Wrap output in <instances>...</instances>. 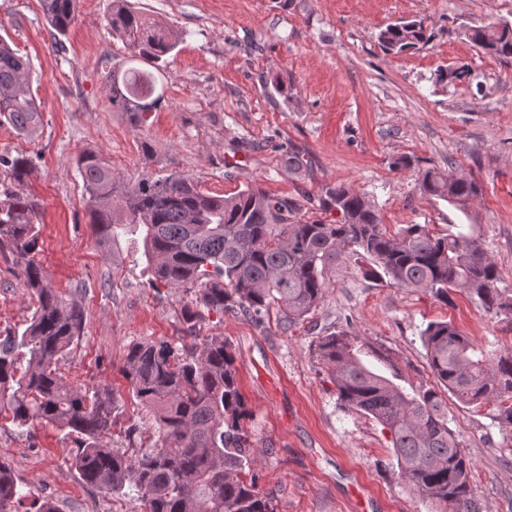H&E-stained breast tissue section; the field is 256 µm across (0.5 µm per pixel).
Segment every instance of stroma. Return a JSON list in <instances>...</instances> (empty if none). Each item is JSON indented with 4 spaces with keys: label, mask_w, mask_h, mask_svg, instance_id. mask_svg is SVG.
Listing matches in <instances>:
<instances>
[{
    "label": "stroma",
    "mask_w": 512,
    "mask_h": 512,
    "mask_svg": "<svg viewBox=\"0 0 512 512\" xmlns=\"http://www.w3.org/2000/svg\"><path fill=\"white\" fill-rule=\"evenodd\" d=\"M181 35L155 75L165 100L146 123L113 111L106 88L112 65L129 51L113 36L112 0H78L77 17L56 39L39 0H0V37L31 66L42 130L28 138L0 125V154L31 156L24 190L40 204L37 258L51 286L85 311L78 345L61 367L68 386H112L120 432L136 426L150 443L154 420L137 407L123 377L127 345L138 338L180 342L181 312L193 291L152 285L141 245L129 235L105 243L89 224L78 159L106 157L127 181L176 171L205 191L231 195L245 184L294 197L307 217L335 223L319 202L342 184L378 208L388 230L426 224L433 233L473 220L474 234L512 289V62L479 52L460 31L512 23V0H130ZM423 18L434 37L421 49L384 52L379 30ZM469 66L456 83L439 70ZM305 154L300 178L283 162ZM410 168L397 170L396 157ZM471 175L481 196L470 215L421 197L429 167ZM34 307L10 255H0V333L22 332ZM449 321L476 344L512 346V318L486 312L466 294L449 302L365 277L359 262L338 266L319 307L285 327L239 314L204 313L199 335L221 336L239 362L258 450L252 468L276 512H422L400 478L389 431L341 406L311 354L317 337L347 328L365 343L368 363L405 391L435 386L420 332ZM448 423L473 462L483 512H512V426L485 405L446 397ZM75 435L50 424L17 427L0 415V459L34 495L59 512H140L127 496L83 484L72 466Z\"/></svg>",
    "instance_id": "35a3bbf8"
}]
</instances>
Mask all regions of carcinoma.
Masks as SVG:
<instances>
[{
  "label": "carcinoma",
  "instance_id": "1",
  "mask_svg": "<svg viewBox=\"0 0 512 512\" xmlns=\"http://www.w3.org/2000/svg\"><path fill=\"white\" fill-rule=\"evenodd\" d=\"M40 2L54 31L67 34L77 0ZM108 22L130 50L108 72L109 100L140 125L164 99L155 74L141 64L159 68L180 35L151 23L126 0L113 2ZM459 35L485 54L512 59L510 22L467 27ZM377 39L385 51L399 54L427 46L431 30L423 19L402 20ZM5 122L33 136L41 113L29 62L0 39V124ZM286 165L297 176L309 170L305 154L295 149L288 150ZM0 166L10 179L0 193V253L14 257L36 304L21 335L0 336V408L18 426L45 422L77 434L72 466L82 482L112 493L128 490L141 512H275L256 476L245 474L256 449L243 424L248 410L236 357L224 337L198 336L202 311L261 320L275 308L289 326L304 322L320 305L336 266L355 256L366 275L398 288L445 303L459 291L489 313L512 315V290L498 287L499 268L470 224H454L446 234L426 224L390 232L372 201L342 184L325 188L321 206L341 214L325 224L306 219L299 199L273 197L252 185L224 197L179 173L148 174L130 184L105 158L86 153L78 169L95 234L110 242L120 229L141 233L154 281L195 291V304L182 311L190 342L139 339L127 346L123 376L157 425L154 442L129 455L103 444L117 419L112 388L76 389L61 374L83 335L85 315L50 286L36 259L38 206L21 190L32 160L0 155ZM418 188L424 198L446 201L467 217L482 193L474 178L436 168L420 174ZM421 338L438 384L466 406L493 405L495 419L512 425V347L489 351L448 321L428 324ZM312 354L341 405L390 431L401 477L426 512H482L471 459L434 388L404 391L365 361L359 337L345 329L319 337ZM28 499L26 512H59L50 499H31V490L0 460V512H14Z\"/></svg>",
  "mask_w": 512,
  "mask_h": 512
}]
</instances>
